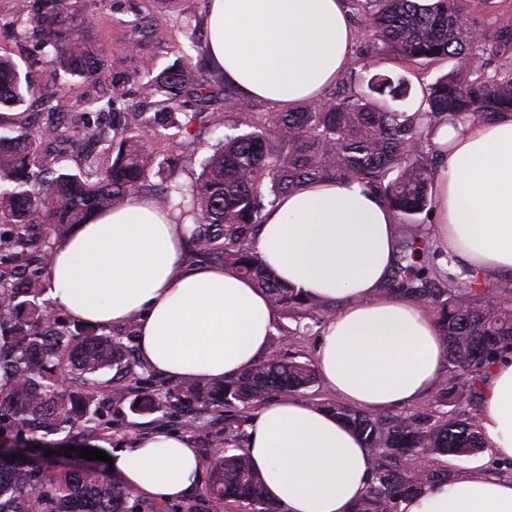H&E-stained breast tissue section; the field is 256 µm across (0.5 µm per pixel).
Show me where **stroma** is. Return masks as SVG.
<instances>
[{
  "label": "stroma",
  "mask_w": 512,
  "mask_h": 512,
  "mask_svg": "<svg viewBox=\"0 0 512 512\" xmlns=\"http://www.w3.org/2000/svg\"><path fill=\"white\" fill-rule=\"evenodd\" d=\"M15 3L16 0H0V55L12 57L21 68L36 74L39 83L20 113L0 116V129L15 131L25 122L41 123L48 113L75 112L83 101L106 99L109 95L107 82L95 78H70L67 94L58 95L56 84L45 72V56L36 42L16 37L12 32ZM70 6L78 14L91 15L92 22L86 29L88 40L101 50L113 71L130 77V105L140 102L138 80L147 67L164 68L172 64L182 50L198 59L205 56L206 32L185 30L182 21L188 17L204 21L206 0H70ZM465 17L484 32L494 33L512 24V0H469ZM294 327L291 313L280 311L268 348L269 356L299 353L314 357L319 327H312L298 336L293 333ZM170 386L168 378L157 371L140 370L137 378L129 380V392L131 396L142 391L153 393L156 409L147 414L134 412L129 399L107 406L105 419L109 437L94 444L100 451L111 454L132 447L141 437L159 426H166L169 433L185 438L189 446L198 451L201 470L193 492L198 498L208 482L214 440L224 432V410L200 403L177 407L175 400L165 396Z\"/></svg>",
  "instance_id": "1"
}]
</instances>
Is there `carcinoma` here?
<instances>
[{
	"instance_id": "cac0c4a2",
	"label": "carcinoma",
	"mask_w": 512,
	"mask_h": 512,
	"mask_svg": "<svg viewBox=\"0 0 512 512\" xmlns=\"http://www.w3.org/2000/svg\"><path fill=\"white\" fill-rule=\"evenodd\" d=\"M369 38V77L344 76L350 91L289 112H257L256 103L227 83L219 84L187 55L156 71L148 69L139 88L153 115L132 126L137 113L125 105L128 80L109 75L107 61L84 36L88 18L72 13L69 0H20L16 29L37 42L46 55L47 74L105 78L110 95L94 99L62 123L54 117L23 135L0 134V430L17 439H46L83 427L104 436V398L126 399L124 379L140 364L133 351L108 328L70 327L54 314L46 269L69 228L87 223L139 192L152 172L163 175L157 200L178 217H189L185 261L193 266L214 259L251 279L274 306L300 321L324 322L331 306L305 297L277 280L252 251L265 210L285 193L312 180L355 179L366 184L396 214L401 227L400 258L393 289L431 307L446 339L447 372L436 384L437 399L458 400L451 416L385 415L341 402L318 405L352 428L381 457L354 512H398L400 499L443 479L431 467L419 468L421 453L465 458L485 448L480 410L463 404L477 393L481 372L497 353L512 349V279L491 286L497 301L478 287L479 277H463L437 263L430 247L427 218L432 210V175L438 152L433 129L466 117L491 121L512 113V68L488 71L487 58L512 45V28L494 37L460 20L461 0H350ZM471 56L465 71L454 69L430 83L421 95L399 72L376 68L393 57L419 67ZM35 91V79L0 56V106L17 108ZM221 99L224 108L244 116L253 131L235 134L224 113L187 111L191 101ZM112 109V133L91 124L90 111ZM199 123L220 133L201 172L185 183L177 161L159 159L143 133L159 129L187 134ZM66 137L78 144L98 141L78 172L43 162L40 145ZM81 383L75 393L58 371ZM111 378L101 379L105 371ZM319 379L313 359L262 358L234 378L207 391L183 381L177 399L204 400L237 411L226 418L224 439L216 440L208 490L187 512H221L233 500L248 512H274L265 480L244 450L246 411L273 394L294 395ZM0 512H167V507L136 500V492L117 476L94 468H65L44 458L0 456Z\"/></svg>"
}]
</instances>
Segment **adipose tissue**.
<instances>
[{"label":"adipose tissue","instance_id":"obj_1","mask_svg":"<svg viewBox=\"0 0 512 512\" xmlns=\"http://www.w3.org/2000/svg\"><path fill=\"white\" fill-rule=\"evenodd\" d=\"M206 49L245 97L286 112L320 100L352 63L357 32L344 0H210ZM445 146L433 174L429 226L454 272L486 282L512 275V113L431 134ZM399 226L361 182H308L267 208L252 247L281 282L337 307L315 354L323 384L343 402L380 410L430 393L446 343L420 300L388 291ZM55 308L76 322L134 323L141 360L170 381L219 383L267 353L277 312L249 279L187 265L183 227L154 197L134 194L80 225L47 269ZM489 453L512 459V354L481 382ZM245 450L282 512H352L371 478V451L332 414L294 396L263 403ZM112 471L143 497L191 493L196 449L155 432L116 451ZM399 512H512V476L441 480Z\"/></svg>","mask_w":512,"mask_h":512}]
</instances>
